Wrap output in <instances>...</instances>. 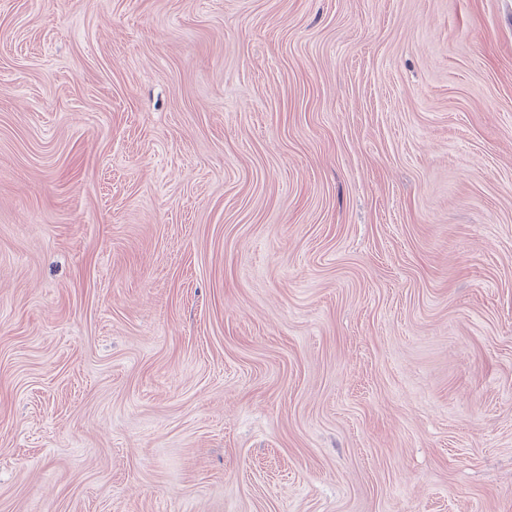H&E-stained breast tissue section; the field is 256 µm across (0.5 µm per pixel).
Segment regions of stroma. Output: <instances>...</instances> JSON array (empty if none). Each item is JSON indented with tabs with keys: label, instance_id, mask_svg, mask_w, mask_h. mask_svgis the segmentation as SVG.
Here are the masks:
<instances>
[{
	"label": "stroma",
	"instance_id": "stroma-1",
	"mask_svg": "<svg viewBox=\"0 0 512 512\" xmlns=\"http://www.w3.org/2000/svg\"><path fill=\"white\" fill-rule=\"evenodd\" d=\"M0 512H512V0H0Z\"/></svg>",
	"mask_w": 512,
	"mask_h": 512
}]
</instances>
